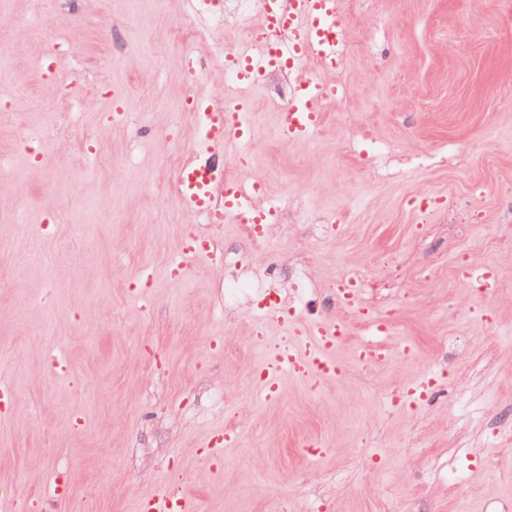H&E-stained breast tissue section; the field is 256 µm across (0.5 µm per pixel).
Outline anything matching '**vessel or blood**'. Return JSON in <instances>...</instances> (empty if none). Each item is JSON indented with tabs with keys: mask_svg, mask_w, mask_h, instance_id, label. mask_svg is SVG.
Here are the masks:
<instances>
[{
	"mask_svg": "<svg viewBox=\"0 0 512 512\" xmlns=\"http://www.w3.org/2000/svg\"><path fill=\"white\" fill-rule=\"evenodd\" d=\"M288 22L297 37L291 53L258 44L256 52H233L225 59L237 83L256 84L266 74L305 62L313 56L328 55L321 37L325 28L339 25L336 0H269L261 17V25L270 28ZM326 96V85L318 74L301 73L285 108L279 137L285 141H303L318 131L324 121L320 102ZM224 107L213 99H197L192 103V116L199 137L197 158L183 165L177 175L178 196L193 213L214 224L225 218H245L250 224H273L278 208L268 199L263 183L230 182L224 178L223 151L228 137L243 143L251 137L250 107L239 101L234 124H226ZM210 245L201 241L181 249L170 262L172 273L184 272L190 258L210 257ZM291 341L280 348L264 371V393L272 395L280 375L315 374L325 378L338 375L342 367L336 360V349L345 338V328L335 319L312 322L302 326L289 320Z\"/></svg>",
	"mask_w": 512,
	"mask_h": 512,
	"instance_id": "obj_1",
	"label": "vessel or blood"
}]
</instances>
